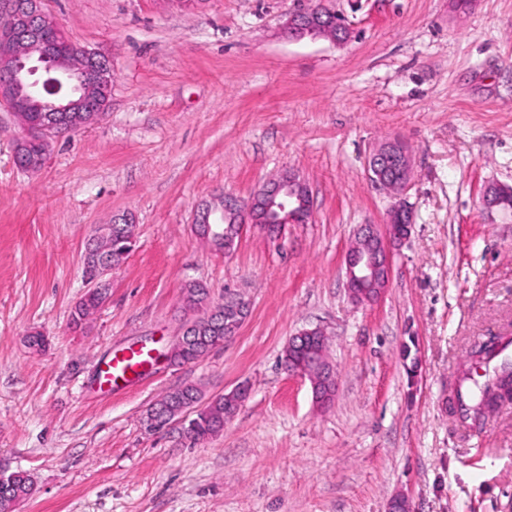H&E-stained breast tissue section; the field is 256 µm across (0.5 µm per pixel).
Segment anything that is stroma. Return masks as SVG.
Returning a JSON list of instances; mask_svg holds the SVG:
<instances>
[{
  "label": "stroma",
  "instance_id": "35a3bbf8",
  "mask_svg": "<svg viewBox=\"0 0 512 512\" xmlns=\"http://www.w3.org/2000/svg\"><path fill=\"white\" fill-rule=\"evenodd\" d=\"M309 0H46L76 45L112 63L105 115L53 140L42 170L14 163L23 129L0 106V465L31 475L22 512H512V404L468 428L451 403L474 343L512 337V0H325L353 34L288 38ZM411 149L409 238L374 304L354 303L344 256L394 203L369 152ZM293 171L311 223L245 225L225 253L194 228L219 194L249 197ZM127 216L136 245L80 328L84 246ZM243 294L235 336L188 364L166 354L190 316ZM319 328L338 374L313 402L288 373L291 336ZM40 332L46 346L29 349ZM146 347L136 383L96 385L112 352ZM247 399L203 442L182 421L146 430L183 386ZM510 188L511 186L499 183H488L485 185L481 195L483 208L487 211L508 209L502 206V198L510 193Z\"/></svg>",
  "mask_w": 512,
  "mask_h": 512
}]
</instances>
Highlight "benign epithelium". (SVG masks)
<instances>
[{"label":"benign epithelium","mask_w":512,"mask_h":512,"mask_svg":"<svg viewBox=\"0 0 512 512\" xmlns=\"http://www.w3.org/2000/svg\"><path fill=\"white\" fill-rule=\"evenodd\" d=\"M0 15L6 21L0 25V103L7 105L14 115L22 118L25 134L17 140L15 151L30 152L24 170L39 171L45 163L50 143L65 124L61 121L67 112H103L109 103H100L90 96L98 90L111 99L112 66L105 56L71 45L69 53L58 51L55 41L43 35V29L52 28L57 37L66 35L44 8V0H0ZM331 36L338 43L350 38V28L337 12L318 2L300 10L288 20V37L312 39ZM80 75L79 83L54 94L58 102L30 117L35 111L32 93L46 94L52 85L64 83L72 73ZM369 180L376 186H385L395 194H403L412 178V158L406 145L388 140L375 147L368 155ZM512 188L499 184L485 185L481 203L488 211L501 210L502 198ZM313 218V197L304 181L288 171L279 178L265 183L243 204L233 199L224 200V206L207 205L197 215L196 232L216 246L224 244V251L234 247L239 234L228 228L232 224L240 229L254 224L264 230L282 228L287 224H307ZM412 215L400 203L387 214L382 227L362 224L357 230L354 244L344 258L347 287L357 304H372L384 293L391 275V250L410 234ZM116 264L104 258L98 260L91 283L96 288L106 286L107 278ZM224 324L240 326L249 313V303L241 297H226ZM325 337L320 328L305 329L288 341V372L309 379L313 398L318 404L330 401L337 386L334 367L326 359L317 342Z\"/></svg>","instance_id":"1"}]
</instances>
